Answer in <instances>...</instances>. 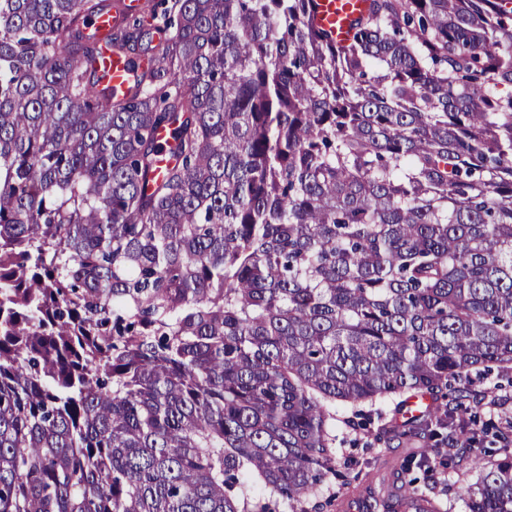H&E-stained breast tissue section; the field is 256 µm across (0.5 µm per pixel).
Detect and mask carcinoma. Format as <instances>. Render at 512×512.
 Here are the masks:
<instances>
[{
    "instance_id": "obj_1",
    "label": "carcinoma",
    "mask_w": 512,
    "mask_h": 512,
    "mask_svg": "<svg viewBox=\"0 0 512 512\" xmlns=\"http://www.w3.org/2000/svg\"><path fill=\"white\" fill-rule=\"evenodd\" d=\"M0 0V512H309L338 408L512 435V0ZM151 66L114 95L101 45ZM405 483L387 512H441ZM316 3L322 23L341 38L349 20L364 9L366 0H316ZM512 373L501 375L494 372L484 380H477L476 389L481 394L474 399L478 410L485 420L492 417L501 426L504 417H510L512 412ZM484 399L481 401V398Z\"/></svg>"
}]
</instances>
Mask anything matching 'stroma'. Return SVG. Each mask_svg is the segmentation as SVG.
<instances>
[{"label":"stroma","instance_id":"1","mask_svg":"<svg viewBox=\"0 0 512 512\" xmlns=\"http://www.w3.org/2000/svg\"><path fill=\"white\" fill-rule=\"evenodd\" d=\"M476 389L483 394L478 403L482 417L493 418L500 424L505 416L512 414L511 375L491 374L477 381ZM365 411L372 420L369 431L356 430L344 423L338 428L337 453L339 457L352 459V478L344 489L335 479L321 486L314 497L319 512H371L367 502L369 493L381 497L402 495L407 479L401 471L403 460L420 457L428 448L448 446V431L444 428L436 437L410 441L386 432V425L395 416L394 402L369 405Z\"/></svg>","mask_w":512,"mask_h":512}]
</instances>
